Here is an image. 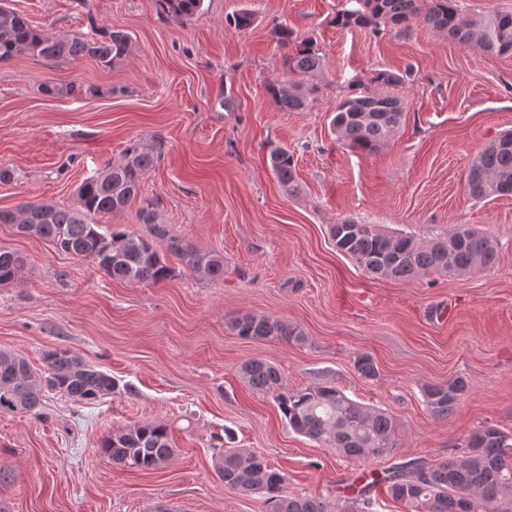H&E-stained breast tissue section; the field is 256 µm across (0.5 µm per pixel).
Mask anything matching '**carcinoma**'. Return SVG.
<instances>
[{"label":"carcinoma","instance_id":"cac0c4a2","mask_svg":"<svg viewBox=\"0 0 512 512\" xmlns=\"http://www.w3.org/2000/svg\"><path fill=\"white\" fill-rule=\"evenodd\" d=\"M162 13L185 21L196 15L203 0H157ZM422 22L445 34L458 46L489 55L512 53V12L492 11L467 17L458 0H361L354 11L341 10L335 23L341 28L369 29L375 35L387 28L405 34L413 23ZM272 33L287 49L283 67L298 77L295 82H270L266 91L282 112H306L318 101L325 86V63L313 40L293 29L276 25ZM132 49L131 36L123 30L102 28L93 33L55 36L37 32L27 18L0 0V64L26 54L47 61L78 62L89 58L110 68ZM411 71H379L372 78L375 89L359 81L350 83L332 112L331 127L337 139L353 152L375 154L398 134L405 103L391 86L404 82ZM161 157L157 148L130 143L117 163L106 162L96 175L83 181L78 204L66 207L45 202L25 203L16 209L0 208V224L20 219L36 225L38 237L56 250L95 264L108 278L128 283L160 284L185 267L202 278H224V256L202 250L173 234L159 221L154 204L139 199L145 175ZM278 182L293 194L296 184L294 153L284 147L270 148L267 156ZM470 197L483 200L512 195V132L491 140L470 165L465 183ZM137 206L135 223L103 226L94 215L125 213ZM332 241L368 274L395 279H413L438 273L462 275L491 267L498 257V244L467 224L428 239L408 233H387L377 224L343 219L330 225ZM29 265L28 257L9 247H0V285L19 284ZM230 329L256 341L302 344L306 336L297 327L260 314L233 316ZM43 368H34L18 353L0 351V413L38 415L47 392L88 404L112 393L115 382L106 372L87 364L66 348L44 352ZM367 379L377 375L368 354L353 360ZM240 378L249 389L270 396L288 427L336 455L368 462L387 457L398 448L395 418L379 409L358 403L336 386L323 381L300 389L284 386L279 369L254 358L244 362ZM467 390L463 378L424 387L429 412L438 419L451 416ZM102 455L112 464L132 471H158L174 456L171 428L163 422H141L106 436ZM214 473L224 486L266 498L271 512H373L371 485L330 504L312 495L286 491L285 476L266 459L245 448L219 444ZM393 500L405 512H460V499L468 496L474 512H512V434L494 426L475 429L458 455L434 464L408 461L393 467L380 479Z\"/></svg>","mask_w":512,"mask_h":512}]
</instances>
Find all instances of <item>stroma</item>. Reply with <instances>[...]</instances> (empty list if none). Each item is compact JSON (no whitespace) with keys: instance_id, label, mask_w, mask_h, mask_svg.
I'll use <instances>...</instances> for the list:
<instances>
[{"instance_id":"stroma-1","label":"stroma","mask_w":512,"mask_h":512,"mask_svg":"<svg viewBox=\"0 0 512 512\" xmlns=\"http://www.w3.org/2000/svg\"><path fill=\"white\" fill-rule=\"evenodd\" d=\"M37 31H126L119 65H0V208L26 201L78 203V189L128 144L161 149L143 183L159 219L202 250L224 255V277L184 269L157 285L116 282L91 262L0 224V246L25 253L18 285L0 286V350L41 367L54 347L109 373L111 395L81 404L47 393L41 417L0 413V503L7 512H269L264 497L225 488L214 474L216 439L266 457L292 494L336 502L345 483L397 460H447L482 425L512 433V196L471 198L472 159L512 130V54L466 50L424 24L405 34L337 27L345 0H203L178 23L157 0H10ZM249 10L253 25L229 20ZM286 25L312 38L327 87L306 112L280 111L267 82L288 81L271 34ZM412 75L393 92L402 128L373 155L336 140L331 113L351 81L381 70ZM77 83L80 96L48 84ZM232 107H225V100ZM293 152L301 190L279 185L268 144ZM352 218L423 238L467 224L495 238L493 268L413 280L371 277L337 250L329 227ZM298 326L306 344L241 339L239 313ZM371 355L378 375L355 369ZM274 364L299 389L321 379L393 414L394 457L354 462L294 433L273 400L242 382L243 362ZM464 378L444 420L421 389ZM143 421L173 430L162 470L120 469L99 452L109 433Z\"/></svg>"}]
</instances>
